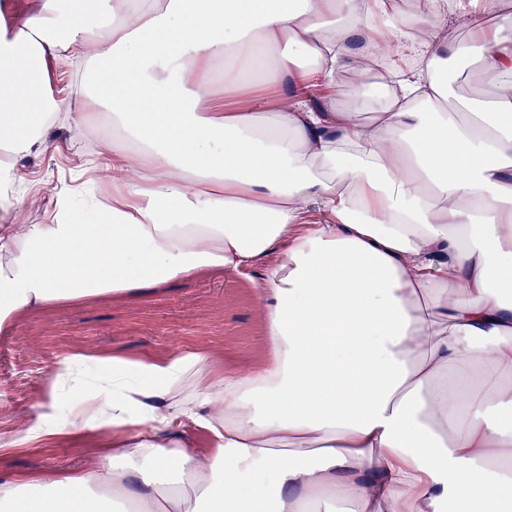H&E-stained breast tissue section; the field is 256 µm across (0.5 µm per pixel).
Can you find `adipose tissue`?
<instances>
[{
	"mask_svg": "<svg viewBox=\"0 0 512 512\" xmlns=\"http://www.w3.org/2000/svg\"><path fill=\"white\" fill-rule=\"evenodd\" d=\"M447 9L43 0L19 29L0 19V206H24L16 160L48 147L58 50L93 65L113 157L111 198L0 225V328L288 245L262 284L263 369L203 388L198 353L65 362L12 444L102 428L112 456L0 482V512H512V8ZM381 53L409 65L383 101L337 82ZM472 54L492 101L429 111ZM313 208L326 220L305 226Z\"/></svg>",
	"mask_w": 512,
	"mask_h": 512,
	"instance_id": "adipose-tissue-1",
	"label": "adipose tissue"
}]
</instances>
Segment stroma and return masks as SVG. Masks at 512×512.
I'll list each match as a JSON object with an SVG mask.
<instances>
[{
  "mask_svg": "<svg viewBox=\"0 0 512 512\" xmlns=\"http://www.w3.org/2000/svg\"><path fill=\"white\" fill-rule=\"evenodd\" d=\"M70 58H49L48 93L66 110L86 115L83 125L57 121L45 130L48 152L21 156L16 168L35 203L15 213L0 211V224H45L55 200L73 194L79 172L103 141L92 119L101 107L90 92L75 88ZM274 249L250 267L206 272L128 296H97L28 312L0 329V439L32 425L35 406L51 378L75 357L165 361L201 353L208 386L227 375L262 369L270 358L266 308L260 293ZM111 432L90 430L0 449V482L39 469L47 475L99 463Z\"/></svg>",
  "mask_w": 512,
  "mask_h": 512,
  "instance_id": "obj_1",
  "label": "stroma"
}]
</instances>
